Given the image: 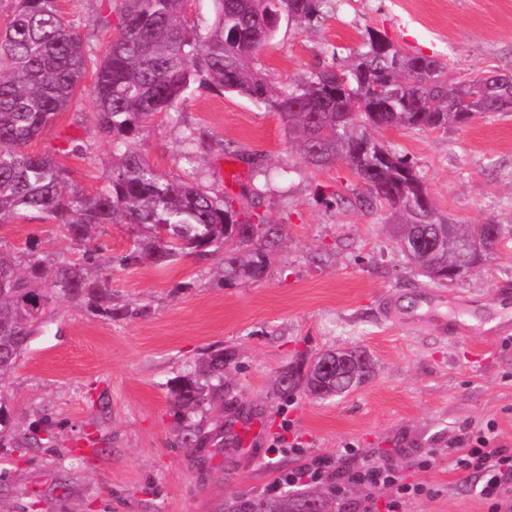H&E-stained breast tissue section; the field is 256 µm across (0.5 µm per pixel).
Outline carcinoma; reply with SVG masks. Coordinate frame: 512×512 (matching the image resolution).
<instances>
[{"label": "carcinoma", "mask_w": 512, "mask_h": 512, "mask_svg": "<svg viewBox=\"0 0 512 512\" xmlns=\"http://www.w3.org/2000/svg\"><path fill=\"white\" fill-rule=\"evenodd\" d=\"M214 20L203 29L184 20V0H107L92 26L104 28L117 14L121 29L108 53L98 58L88 38L75 31L57 0H16L0 36V225L37 211L61 226L83 248V261L51 266L34 247L18 251L0 243V383L53 312L60 295L112 308L108 279L101 272L92 232L103 224L146 230L123 264L150 260L166 265L181 255L224 251L220 272L229 282L263 280L278 253L283 227L239 218L232 201L207 188L158 172L131 146L143 123L170 110L195 89L233 93L277 113L291 134L292 149L307 167L344 162L368 189L369 201L392 210L396 242H404L410 264L430 280L446 284L441 271L473 264L483 252L470 249L483 225L448 224L423 177L383 140L391 130H449L495 112H512V78L488 72L459 81L436 56L411 54L380 31L369 29L362 48L342 62L319 67L288 86L259 66L264 47L282 22L315 25L321 0H213ZM94 74L96 126L112 145L106 185L86 194L73 187L54 154L28 149L32 141L70 110L82 77ZM224 351L207 363L208 380L224 390ZM371 373L366 362L351 374L320 372L318 360L282 379L281 392L297 388L319 398L347 393ZM204 388L186 378L175 391L179 414L205 401ZM44 419L28 437L51 440ZM313 501L328 512L326 498L230 499L224 512H296Z\"/></svg>", "instance_id": "obj_1"}]
</instances>
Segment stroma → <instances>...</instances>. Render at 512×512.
I'll return each instance as SVG.
<instances>
[{"instance_id": "35a3bbf8", "label": "stroma", "mask_w": 512, "mask_h": 512, "mask_svg": "<svg viewBox=\"0 0 512 512\" xmlns=\"http://www.w3.org/2000/svg\"><path fill=\"white\" fill-rule=\"evenodd\" d=\"M322 2L320 26L282 25L261 52L280 84L346 57L370 29L408 52L440 56L459 79L512 73V0ZM95 112L87 78L78 104L31 145L58 153L88 193L105 185L112 156ZM192 130L199 140H187ZM72 140L88 144L85 157L67 155ZM384 140L415 163L454 222L494 219L512 229V112L456 130L390 131ZM132 144L159 172L231 194L237 208L284 225L277 260L253 283L225 282L218 253L124 265L133 230L98 228L112 305L124 314L110 319L55 301L5 387L13 436L0 443V512H222L233 497H272L275 480L348 444L358 450L352 468L390 456L408 481L436 488L404 512H487L474 480L449 469L447 447L492 420L498 443L512 449V335L479 344L412 330L387 315L386 303L413 313L424 291L435 290L472 302L464 314L441 306L442 316L482 327L504 314L494 284L512 281V243L466 279L431 282L397 249L389 208L360 205L367 189L344 163L306 168L283 121L238 95L196 90L153 117ZM229 159L244 171L232 191L224 185ZM261 184L265 194L253 199ZM0 239L15 248L35 243L57 262L82 255L38 214L1 227ZM352 347L373 362L370 379L328 399L301 389L280 394L292 368ZM215 349L228 357L224 393L192 413L206 442L185 448L174 391ZM42 417L53 422L54 439L18 453L14 439ZM256 422L260 434L248 436ZM278 439L283 447L269 454ZM426 448L440 457L424 474L414 458Z\"/></svg>"}]
</instances>
